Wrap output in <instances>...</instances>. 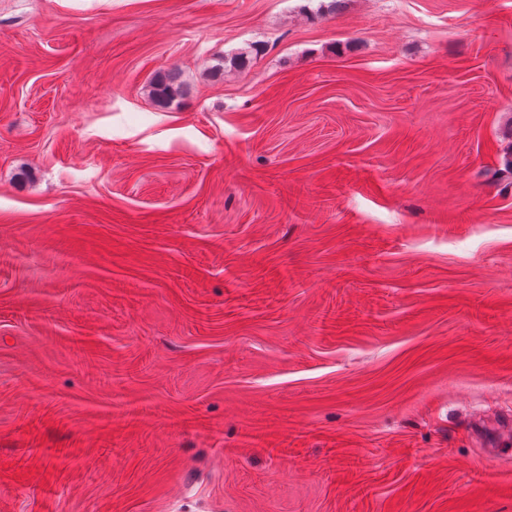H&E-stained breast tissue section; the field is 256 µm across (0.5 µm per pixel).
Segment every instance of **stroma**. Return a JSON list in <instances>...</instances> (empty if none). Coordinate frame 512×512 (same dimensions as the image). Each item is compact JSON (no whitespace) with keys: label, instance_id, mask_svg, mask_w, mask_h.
Here are the masks:
<instances>
[{"label":"stroma","instance_id":"stroma-1","mask_svg":"<svg viewBox=\"0 0 512 512\" xmlns=\"http://www.w3.org/2000/svg\"><path fill=\"white\" fill-rule=\"evenodd\" d=\"M510 158L512 0H0V512H512ZM150 94L161 107H169L184 94V87L175 72L158 74L151 82Z\"/></svg>","mask_w":512,"mask_h":512}]
</instances>
